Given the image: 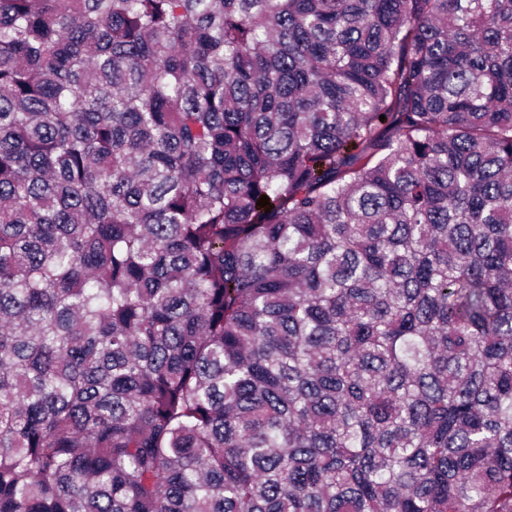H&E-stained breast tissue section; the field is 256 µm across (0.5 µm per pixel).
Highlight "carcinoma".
Returning a JSON list of instances; mask_svg holds the SVG:
<instances>
[{
  "instance_id": "carcinoma-1",
  "label": "carcinoma",
  "mask_w": 512,
  "mask_h": 512,
  "mask_svg": "<svg viewBox=\"0 0 512 512\" xmlns=\"http://www.w3.org/2000/svg\"><path fill=\"white\" fill-rule=\"evenodd\" d=\"M0 512H512V0H0Z\"/></svg>"
}]
</instances>
